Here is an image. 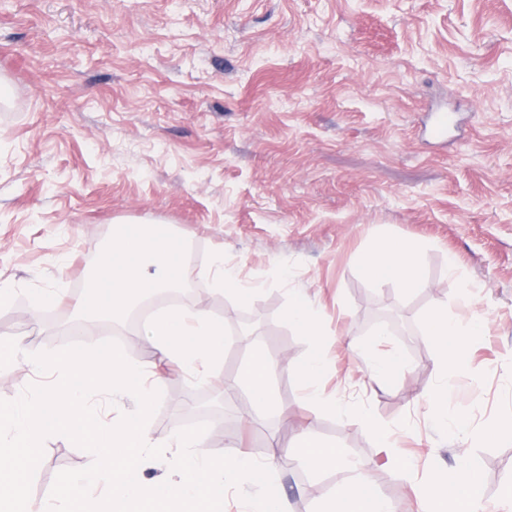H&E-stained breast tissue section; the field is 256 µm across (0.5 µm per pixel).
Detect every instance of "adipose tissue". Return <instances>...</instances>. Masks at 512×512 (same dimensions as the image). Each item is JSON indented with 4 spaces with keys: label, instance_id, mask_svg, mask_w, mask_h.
Segmentation results:
<instances>
[{
    "label": "adipose tissue",
    "instance_id": "1",
    "mask_svg": "<svg viewBox=\"0 0 512 512\" xmlns=\"http://www.w3.org/2000/svg\"><path fill=\"white\" fill-rule=\"evenodd\" d=\"M188 261L184 244H173L167 238L146 229L121 231L113 240L102 265L85 282L83 303L77 306L78 319L125 317L132 306L145 296L180 287L181 271ZM360 266L374 282H395L405 291L417 288L422 280L420 269L409 245L398 239L385 241L377 250L365 254ZM295 321L316 343L308 360L298 372L304 384H311L321 372L324 360L317 340L320 326L311 315L305 295H295L288 309ZM486 325L475 318L461 323L440 308L431 312L423 327L424 341L430 357L444 378H452L466 363V339ZM161 359L192 366L209 363L224 351V325L199 308H180L158 316L147 326ZM284 360L255 350L251 362L229 383L230 390L247 389L257 406L273 401L270 378L285 368ZM369 479L359 478L340 489L321 512H393L383 495H366ZM422 512H484L482 476L476 468L460 464L457 468L435 474L424 489Z\"/></svg>",
    "mask_w": 512,
    "mask_h": 512
}]
</instances>
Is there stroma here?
Listing matches in <instances>:
<instances>
[{
    "label": "stroma",
    "instance_id": "35a3bbf8",
    "mask_svg": "<svg viewBox=\"0 0 512 512\" xmlns=\"http://www.w3.org/2000/svg\"><path fill=\"white\" fill-rule=\"evenodd\" d=\"M441 110L457 124L435 141L425 123ZM120 222L173 226L191 243L187 305L228 331L252 320L226 341L213 384L257 348L288 361L266 410L247 390L217 400L166 367L150 420L165 457L142 463L146 479L171 476L172 433L213 409L236 423L208 420L200 453L231 442L273 459L291 512H320L363 474L396 512H417L430 475L463 457L500 512L512 484V0H0V285L15 293L0 339L22 340L0 361L1 399L56 381L30 356L70 344L74 306ZM389 239L411 246L419 288L364 276L361 256ZM219 253L256 285L248 301L215 290ZM52 287L59 302L32 310ZM299 293L322 326L315 386L332 409L311 410L296 375L313 347L288 318ZM444 305L487 320L443 398L467 417L464 439L429 401L442 382L422 325ZM107 340L157 362L145 324L110 322L79 342ZM370 344L407 363L391 387L368 379ZM375 422L391 428L388 447ZM491 427L501 436L489 446ZM307 430L339 444L345 464L313 475L273 457ZM92 460L48 436L33 512H46L58 472Z\"/></svg>",
    "mask_w": 512,
    "mask_h": 512
}]
</instances>
